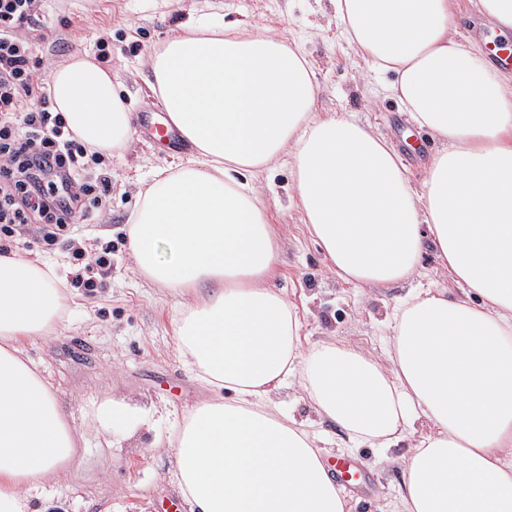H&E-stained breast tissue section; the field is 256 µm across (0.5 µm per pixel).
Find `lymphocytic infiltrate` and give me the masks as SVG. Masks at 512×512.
Wrapping results in <instances>:
<instances>
[{"instance_id": "lymphocytic-infiltrate-1", "label": "lymphocytic infiltrate", "mask_w": 512, "mask_h": 512, "mask_svg": "<svg viewBox=\"0 0 512 512\" xmlns=\"http://www.w3.org/2000/svg\"><path fill=\"white\" fill-rule=\"evenodd\" d=\"M42 6L43 0H0V237L38 225L44 248L69 253L70 286L91 295L112 267V246L88 247L71 227L101 219L112 171L50 105L41 62L21 35Z\"/></svg>"}]
</instances>
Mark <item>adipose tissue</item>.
I'll return each mask as SVG.
<instances>
[{
    "mask_svg": "<svg viewBox=\"0 0 512 512\" xmlns=\"http://www.w3.org/2000/svg\"><path fill=\"white\" fill-rule=\"evenodd\" d=\"M331 2L367 68L394 73L410 122L442 142L421 187L368 125L314 112L312 65L276 31L188 22L150 58L149 88L192 150L140 192L135 268L187 297L214 285L177 321L183 362L214 395L184 418L173 477L193 512H345L324 451L274 399L294 375L350 440L388 448L412 413L432 422L405 463L404 512H512V75L459 30L456 0ZM49 85L83 143L128 142L111 70L76 56ZM284 156L336 275L368 288L409 280L430 243L475 301L410 296L384 363L333 340L301 351L298 317L268 283L278 251L252 182ZM63 306L53 264L0 255V512H29L30 492L75 456L76 433L23 348Z\"/></svg>",
    "mask_w": 512,
    "mask_h": 512,
    "instance_id": "ef3b65f1",
    "label": "adipose tissue"
}]
</instances>
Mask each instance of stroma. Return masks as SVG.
I'll list each match as a JSON object with an SVG mask.
<instances>
[{"mask_svg": "<svg viewBox=\"0 0 512 512\" xmlns=\"http://www.w3.org/2000/svg\"><path fill=\"white\" fill-rule=\"evenodd\" d=\"M191 17L209 24L238 21L257 31L272 28L302 39L318 84L316 111L370 125L397 151L412 185L421 184L431 155L441 147L401 111L390 90L392 75L360 77L361 63L342 35L330 0H45L40 28L25 32L34 55L50 68L76 55L94 58L100 37L109 36L102 64L128 93L133 133L110 156L112 198L103 222L74 227L86 243L112 245V269L102 288L88 295L70 287L65 251H18L57 269L65 297L63 319L24 349L56 392L78 440L66 475L32 491L29 512H190L172 477L170 450L155 447L154 441L174 436L183 416L210 393L184 365L177 348L175 327L185 298L136 272L128 218L138 204L141 183L156 169L174 168L184 160L182 153L147 140L138 125L142 115L163 113L147 87L148 57L179 22ZM258 181L279 254L269 283L297 313L303 347L333 337L383 361L392 350L388 320L416 286L461 296V285L431 245L419 257V280L388 288L343 281L329 272L322 246L300 220L288 160L280 159ZM278 398L290 403L297 420L311 421L312 433L331 456L359 460L372 472L369 496L348 498L347 512H402L403 461L417 440L434 433L428 420L418 419L411 437L385 451L369 442L349 443L336 422L316 416L298 386L282 389ZM121 399L139 404L144 415L101 423L100 406Z\"/></svg>", "mask_w": 512, "mask_h": 512, "instance_id": "stroma-1", "label": "stroma"}]
</instances>
